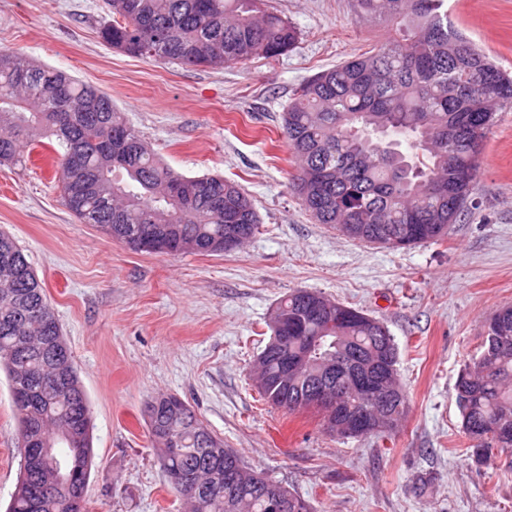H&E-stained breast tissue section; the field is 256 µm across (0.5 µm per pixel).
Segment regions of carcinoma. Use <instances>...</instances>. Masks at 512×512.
<instances>
[{
    "instance_id": "1",
    "label": "carcinoma",
    "mask_w": 512,
    "mask_h": 512,
    "mask_svg": "<svg viewBox=\"0 0 512 512\" xmlns=\"http://www.w3.org/2000/svg\"><path fill=\"white\" fill-rule=\"evenodd\" d=\"M112 19L100 23L99 37L128 55L185 66L222 67L263 56L276 59L296 43V29L282 16L263 12L258 0H107ZM444 0H353L359 17L385 29L384 41L303 82L282 116V133L296 159L291 186L319 224L371 244L399 237L411 248L439 237L435 224H456L467 208L486 132L496 112L512 107V75L501 70L462 32L448 24ZM453 143L442 138L448 124ZM57 142L59 184L64 206L82 224L140 250L137 239L154 231L184 246L210 253L235 224L253 237L259 220L252 198L220 175L188 177L160 162L125 113L105 92L70 74L27 61L0 48V164L22 165L26 148ZM320 293L298 290L275 308L299 320L302 330L288 346L263 352L261 397L294 412L317 381L318 358L280 388L285 354L305 349V337L325 336L322 351L334 350L336 326L313 316ZM341 335L350 357L332 378L345 409L381 414L390 435L407 411L397 379V348L383 323L350 308ZM377 362L391 390L383 406L345 391L357 361ZM0 372L11 393L19 432L50 443L52 456L70 474L75 509L39 507L54 467L21 463L6 512H87L92 466L91 409L72 352L62 334L28 255L0 232ZM461 426L479 463L493 450L512 449V439L492 446L475 437L498 429L512 433V306L487 320L483 351L459 373L455 384ZM181 398L160 395L147 401L143 416L166 479L175 472L195 486L184 498L186 512H268L266 500L249 483L234 495L224 473L245 466L224 447Z\"/></svg>"
}]
</instances>
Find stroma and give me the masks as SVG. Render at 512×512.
Here are the masks:
<instances>
[{
    "label": "stroma",
    "instance_id": "stroma-1",
    "mask_svg": "<svg viewBox=\"0 0 512 512\" xmlns=\"http://www.w3.org/2000/svg\"><path fill=\"white\" fill-rule=\"evenodd\" d=\"M298 40L279 59L221 68L132 57L98 35L103 0H0V48L111 95L160 160L220 174L253 199L259 230L221 254L136 252L63 205L58 153L0 165V230L45 284L87 392L94 466L88 512H185L141 416L181 397L244 463L314 512H512V466L467 452L454 385L487 319L512 305V108L484 139L472 205L447 237L390 250L317 223L291 190L282 113L309 77L369 50L351 0H262ZM448 18L512 74V0H445ZM363 310L398 348L407 413L391 437L342 438L321 415L264 401L252 369L294 290ZM12 394L0 376V506L19 474Z\"/></svg>",
    "mask_w": 512,
    "mask_h": 512
}]
</instances>
